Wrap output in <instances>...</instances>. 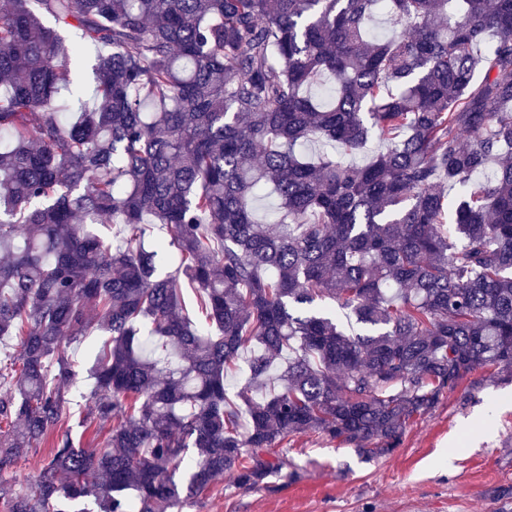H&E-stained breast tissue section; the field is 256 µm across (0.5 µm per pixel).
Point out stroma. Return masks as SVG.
<instances>
[{
    "instance_id": "obj_1",
    "label": "stroma",
    "mask_w": 512,
    "mask_h": 512,
    "mask_svg": "<svg viewBox=\"0 0 512 512\" xmlns=\"http://www.w3.org/2000/svg\"><path fill=\"white\" fill-rule=\"evenodd\" d=\"M98 331L69 344L76 375L65 423L81 447L99 448L105 432L80 422L90 404L89 370ZM287 459L288 475L256 489L228 477L183 512H512V378L479 369L415 418L397 450L366 456L352 444L318 433L296 435L269 449Z\"/></svg>"
}]
</instances>
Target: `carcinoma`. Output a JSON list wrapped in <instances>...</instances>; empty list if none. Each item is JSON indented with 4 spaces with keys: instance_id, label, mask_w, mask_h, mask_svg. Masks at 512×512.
<instances>
[{
    "instance_id": "1",
    "label": "carcinoma",
    "mask_w": 512,
    "mask_h": 512,
    "mask_svg": "<svg viewBox=\"0 0 512 512\" xmlns=\"http://www.w3.org/2000/svg\"><path fill=\"white\" fill-rule=\"evenodd\" d=\"M378 14L402 30L371 33ZM90 47L91 99L68 100ZM373 137L382 151L346 160ZM267 185L274 224L256 216ZM166 248L179 265L162 276ZM93 328L109 336L90 370L104 444L56 436L20 490L18 462L66 420L65 342ZM11 336L7 512H182L218 476H282L268 449L308 432L392 454L469 373L512 372V0H6ZM246 351L235 402L224 381Z\"/></svg>"
}]
</instances>
